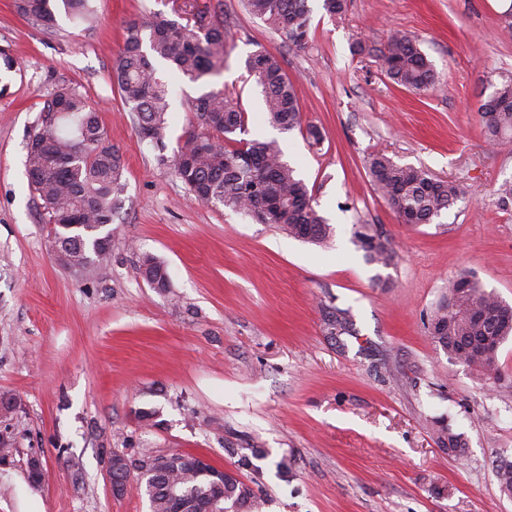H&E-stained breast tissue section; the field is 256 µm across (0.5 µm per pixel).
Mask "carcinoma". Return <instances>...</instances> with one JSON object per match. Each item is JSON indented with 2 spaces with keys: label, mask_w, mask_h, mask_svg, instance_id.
<instances>
[{
  "label": "carcinoma",
  "mask_w": 512,
  "mask_h": 512,
  "mask_svg": "<svg viewBox=\"0 0 512 512\" xmlns=\"http://www.w3.org/2000/svg\"><path fill=\"white\" fill-rule=\"evenodd\" d=\"M248 12L269 25L295 46H302L310 27L307 0H245ZM18 13L32 25L49 30L60 13L79 23L96 18L94 0H15ZM228 33L216 11L203 10L190 17L151 20L132 18L125 23L123 46L112 65V77L141 139L165 149L172 85L157 75L155 61L171 63L174 72L193 83H207L224 70ZM382 67L393 83L422 92L435 83L431 64L417 39L394 32L381 54ZM246 69L262 88L264 123L281 131L302 129L303 114L294 84L280 58L264 47L248 56ZM196 122L181 136L173 156L176 176L201 204L243 212L262 224H273L288 236L321 244L329 225L319 215L313 194L295 170L283 160L271 140L237 138L246 132L245 112L224 88H210L193 102ZM485 137L498 142L512 135V77H504L480 106ZM26 173L41 201L47 223L54 225V244L65 250L61 266L86 270L105 260L110 250L100 246L112 240L107 226L123 203L124 163L107 137L99 108L76 88L61 85L45 100L39 122L29 137ZM375 189L404 224H427L449 208L467 190L453 181L438 180L423 168L401 165L380 152L367 161ZM353 237L367 262L387 267L396 254L389 240L366 224L354 227ZM138 271L160 290L171 288L166 265L143 253ZM474 310L494 317L468 321ZM332 336L349 333L350 319L343 312L324 317ZM433 342L448 358L468 363V350L485 336L504 343L512 337V304L488 291L472 273L462 271L448 283V302L429 319ZM438 445L458 451L459 435L441 422L434 425ZM158 455L142 450L136 455L112 453V464L125 462L126 476L136 473L139 490L147 496L151 512H172L178 502L200 512L215 498L232 512H259L262 500L238 478L224 475V483L199 468L195 455Z\"/></svg>",
  "instance_id": "cac0c4a2"
}]
</instances>
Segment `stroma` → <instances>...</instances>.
Returning a JSON list of instances; mask_svg holds the SVG:
<instances>
[{"mask_svg": "<svg viewBox=\"0 0 512 512\" xmlns=\"http://www.w3.org/2000/svg\"><path fill=\"white\" fill-rule=\"evenodd\" d=\"M224 4L226 63L215 86L238 97L247 138L277 140L312 191L332 233L304 243L269 224L197 203L169 159L194 120L204 86L159 64L174 88L164 152L143 141L112 83L128 18L167 17ZM96 29L60 18L29 25L0 0V47L17 62L0 96V417L13 456L0 464V512H149L145 495L112 493L108 459L147 448L186 452L251 486L262 512H512L500 461L512 460V338L480 374L430 339L431 313L456 274L473 272L512 304V138L490 145L479 108L512 75V0H347L331 21L308 0L305 45L284 42L243 0H95ZM417 37L437 83H392L380 51L392 30ZM369 51L356 55L352 47ZM279 55L306 123L320 141L262 123L263 100L245 61ZM67 84L100 109L125 162L124 203L112 250L88 272L59 266L25 171L26 148L47 96ZM400 164L466 188L431 223L407 225L375 191L366 160ZM165 162H158V155ZM369 224L396 252L368 263L352 241ZM171 275V295L138 273L141 253ZM342 309L354 333L328 335ZM154 409L146 427L140 409ZM447 418L461 454L439 447ZM251 443L261 457L245 464ZM40 454L32 486L27 460Z\"/></svg>", "mask_w": 512, "mask_h": 512, "instance_id": "stroma-1", "label": "stroma"}]
</instances>
